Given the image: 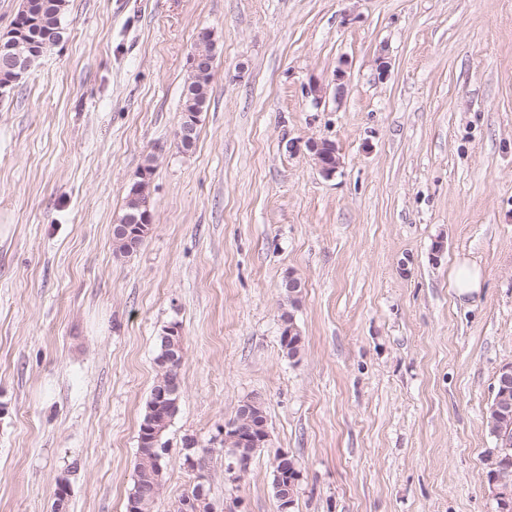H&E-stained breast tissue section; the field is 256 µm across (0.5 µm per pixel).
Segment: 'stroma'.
Wrapping results in <instances>:
<instances>
[{"instance_id":"stroma-1","label":"stroma","mask_w":512,"mask_h":512,"mask_svg":"<svg viewBox=\"0 0 512 512\" xmlns=\"http://www.w3.org/2000/svg\"><path fill=\"white\" fill-rule=\"evenodd\" d=\"M62 26L0 98V512H53L61 479L69 512H126L157 338L175 322L181 403L154 512L194 484L187 437L217 512H277L282 451L300 463L292 512H496L512 0H69ZM206 28L215 73L185 153ZM311 138L335 143L332 177ZM148 161L152 229L120 256L112 226ZM462 257L485 274L465 303ZM254 396L271 440L237 477L219 429ZM210 37L211 32L204 30L199 33L198 40H206ZM211 38L214 41L213 46L210 44L208 49H203L201 46H198L189 55L188 64L192 71H190L188 81L183 92L182 117L179 130L183 127L185 112H189L186 113V115L196 123L198 114L207 109L208 91L213 74L199 73L195 71L204 69L207 70V72H213L214 62L216 60V42L213 38V34ZM192 112H197V114H193ZM184 129L185 133L191 132L192 123L188 122L184 124Z\"/></svg>"}]
</instances>
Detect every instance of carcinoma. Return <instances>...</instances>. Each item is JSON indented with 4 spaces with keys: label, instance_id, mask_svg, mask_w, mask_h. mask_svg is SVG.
<instances>
[{
    "label": "carcinoma",
    "instance_id": "cac0c4a2",
    "mask_svg": "<svg viewBox=\"0 0 512 512\" xmlns=\"http://www.w3.org/2000/svg\"><path fill=\"white\" fill-rule=\"evenodd\" d=\"M25 10L16 14L12 25L13 45L16 52L30 59V65L36 64L37 53L46 45L60 41L63 34L62 18L66 10V0H25ZM213 74L192 71L183 92L182 112H203L207 109L208 91ZM153 173L152 164L145 165L138 181L134 182L126 196L124 210L118 223L128 226V234H113V244L117 252L131 254L142 244L150 231V224L144 216L148 212L150 181L145 176ZM180 325L173 323L163 330L158 337L155 359L156 374L174 367L180 368L181 363L173 365L160 364L158 359L173 348L183 350V336ZM506 402L507 413L498 410L488 411L486 424L489 433L497 441L500 453L496 456L487 473V479H497L512 484V389L508 391ZM179 407L160 405L150 398L147 400L138 433V451L135 463L133 488L127 503L133 504V512H152L156 496L150 493V487L163 480V456L161 444L153 441L155 429L167 426L176 416Z\"/></svg>",
    "mask_w": 512,
    "mask_h": 512
}]
</instances>
